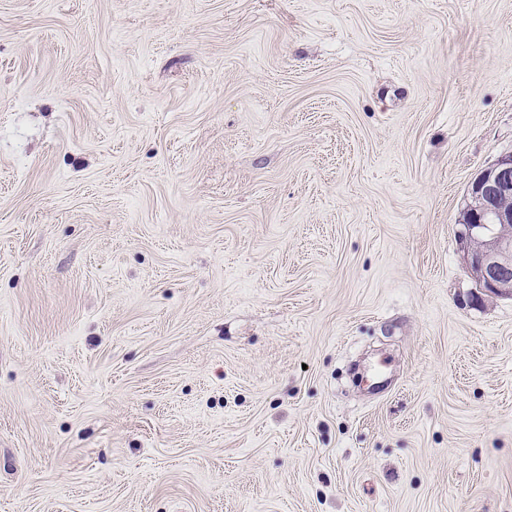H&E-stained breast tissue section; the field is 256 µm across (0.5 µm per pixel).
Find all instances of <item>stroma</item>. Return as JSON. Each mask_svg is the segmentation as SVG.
<instances>
[{"mask_svg":"<svg viewBox=\"0 0 512 512\" xmlns=\"http://www.w3.org/2000/svg\"><path fill=\"white\" fill-rule=\"evenodd\" d=\"M512 0H0V512H512ZM468 192L470 216L467 209L461 233L469 242L467 270L485 293L511 295L512 211L498 208L496 200L512 194V154L481 173Z\"/></svg>","mask_w":512,"mask_h":512,"instance_id":"1","label":"stroma"}]
</instances>
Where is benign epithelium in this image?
I'll list each match as a JSON object with an SVG mask.
<instances>
[{"instance_id":"obj_1","label":"benign epithelium","mask_w":512,"mask_h":512,"mask_svg":"<svg viewBox=\"0 0 512 512\" xmlns=\"http://www.w3.org/2000/svg\"><path fill=\"white\" fill-rule=\"evenodd\" d=\"M512 194V154L499 158L470 185L466 267L478 287L492 295L512 293V211L496 200Z\"/></svg>"}]
</instances>
